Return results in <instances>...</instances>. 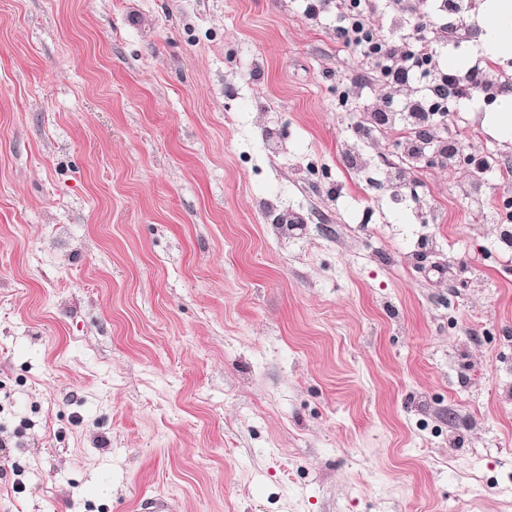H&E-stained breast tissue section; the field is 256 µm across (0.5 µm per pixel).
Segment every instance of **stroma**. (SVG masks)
Returning a JSON list of instances; mask_svg holds the SVG:
<instances>
[{"label":"stroma","instance_id":"stroma-1","mask_svg":"<svg viewBox=\"0 0 512 512\" xmlns=\"http://www.w3.org/2000/svg\"><path fill=\"white\" fill-rule=\"evenodd\" d=\"M335 27L0 0V512H512V222Z\"/></svg>","mask_w":512,"mask_h":512}]
</instances>
